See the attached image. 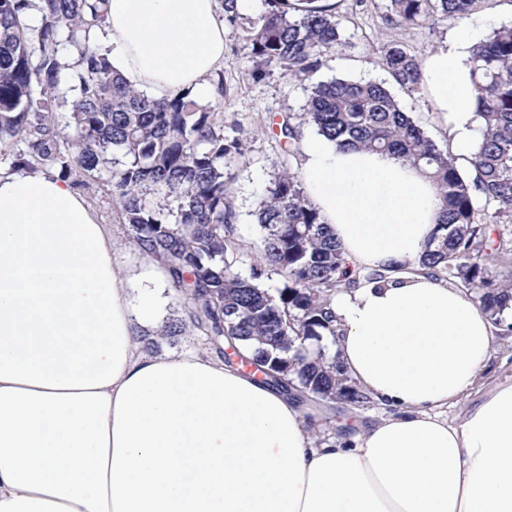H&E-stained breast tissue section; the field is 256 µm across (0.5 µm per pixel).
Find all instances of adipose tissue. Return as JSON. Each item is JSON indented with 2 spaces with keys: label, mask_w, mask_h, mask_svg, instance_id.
<instances>
[{
  "label": "adipose tissue",
  "mask_w": 512,
  "mask_h": 512,
  "mask_svg": "<svg viewBox=\"0 0 512 512\" xmlns=\"http://www.w3.org/2000/svg\"><path fill=\"white\" fill-rule=\"evenodd\" d=\"M473 31L423 63L437 111L470 152ZM96 45L128 84L212 100L218 0H109ZM302 180L354 273L397 266L331 300L345 373L395 415L316 443L303 412L199 353L135 336L162 304V266L132 298L106 225L68 182L0 173V512H512V384L456 423L486 367L491 323L417 271L440 213L409 163L307 141Z\"/></svg>",
  "instance_id": "obj_1"
}]
</instances>
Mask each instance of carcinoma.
Returning a JSON list of instances; mask_svg holds the SVG:
<instances>
[{
	"instance_id": "1",
	"label": "carcinoma",
	"mask_w": 512,
	"mask_h": 512,
	"mask_svg": "<svg viewBox=\"0 0 512 512\" xmlns=\"http://www.w3.org/2000/svg\"><path fill=\"white\" fill-rule=\"evenodd\" d=\"M495 0H386L392 29L449 19L463 21L477 4ZM246 14L222 0L224 25L248 49L247 75L277 72L311 83L301 112L282 113L276 127L284 148L299 150L303 128L340 148L386 152L415 166L439 190L435 225L420 268L463 288L495 326L512 305V27H500L470 48L474 121L480 138L472 174L407 113L383 82L314 81L344 42L333 7L265 0ZM107 0H0V151L24 145L13 170L54 169L84 186L108 166L112 200L130 243L163 266L183 313L154 334L159 340L195 336L228 365H258L259 383L301 410L317 399L328 408L365 409L374 398L345 375L331 298L357 287L331 227L287 170L265 189L255 212L260 256L244 275L235 269L244 248L229 196V171L245 162L244 139L224 130V83L215 102L186 92L153 99L127 84L108 53L89 45L106 19ZM78 52L77 70L63 61ZM380 64L408 93L423 88L421 61L392 39ZM277 275L272 293L263 278Z\"/></svg>"
}]
</instances>
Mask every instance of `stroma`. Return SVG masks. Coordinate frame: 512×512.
<instances>
[{"instance_id":"35a3bbf8","label":"stroma","mask_w":512,"mask_h":512,"mask_svg":"<svg viewBox=\"0 0 512 512\" xmlns=\"http://www.w3.org/2000/svg\"><path fill=\"white\" fill-rule=\"evenodd\" d=\"M347 43L341 54L322 70L320 79L334 77L352 80H386L377 49L392 38L406 43L419 59H426L438 48L449 44L459 24L449 20L436 28L413 25L393 31L382 21V6L374 0H333ZM224 63L219 72L224 77V124L236 128L247 145L245 165L231 169L229 185L233 207L238 217V232L246 248L240 255L236 268L248 273L256 261L252 250L259 236V226L254 212L266 187L281 169L300 173L302 156L285 152L272 130L270 120L281 112L300 111L306 97L303 84L278 74L255 81L244 73L247 51L238 46L233 33H226ZM401 106L411 112L428 134L441 146L455 148L453 124L437 112L427 91L408 94L395 89ZM108 170H101L94 180L80 187L79 192L96 214L99 223L108 225L116 242L127 243V225L119 223L107 186ZM512 382V335L494 331L485 372L464 398L463 402L445 408L443 414L449 421H458L465 406L485 398L497 384Z\"/></svg>"}]
</instances>
